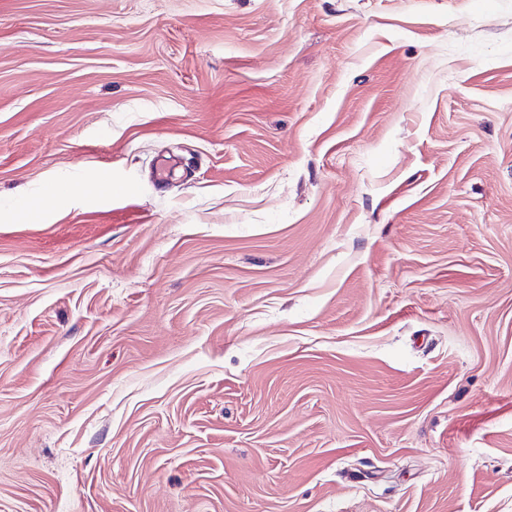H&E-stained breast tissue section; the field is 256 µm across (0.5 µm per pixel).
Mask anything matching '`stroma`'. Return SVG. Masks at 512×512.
Masks as SVG:
<instances>
[{"label":"stroma","mask_w":512,"mask_h":512,"mask_svg":"<svg viewBox=\"0 0 512 512\" xmlns=\"http://www.w3.org/2000/svg\"><path fill=\"white\" fill-rule=\"evenodd\" d=\"M0 512H512V0H0Z\"/></svg>","instance_id":"obj_1"}]
</instances>
